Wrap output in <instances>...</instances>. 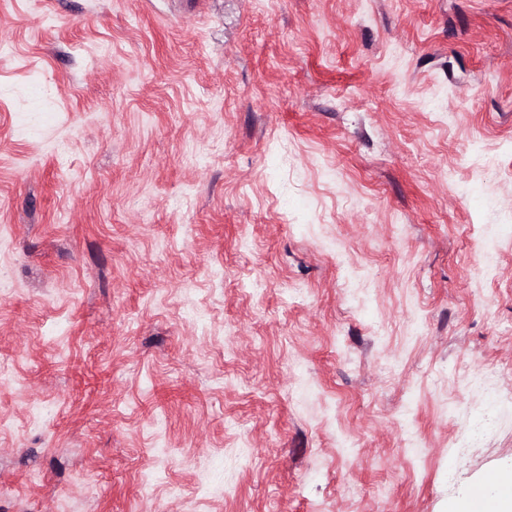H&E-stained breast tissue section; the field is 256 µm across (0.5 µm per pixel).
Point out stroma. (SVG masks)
Instances as JSON below:
<instances>
[{
	"instance_id": "obj_1",
	"label": "stroma",
	"mask_w": 512,
	"mask_h": 512,
	"mask_svg": "<svg viewBox=\"0 0 512 512\" xmlns=\"http://www.w3.org/2000/svg\"><path fill=\"white\" fill-rule=\"evenodd\" d=\"M505 468L512 0H0V512Z\"/></svg>"
}]
</instances>
